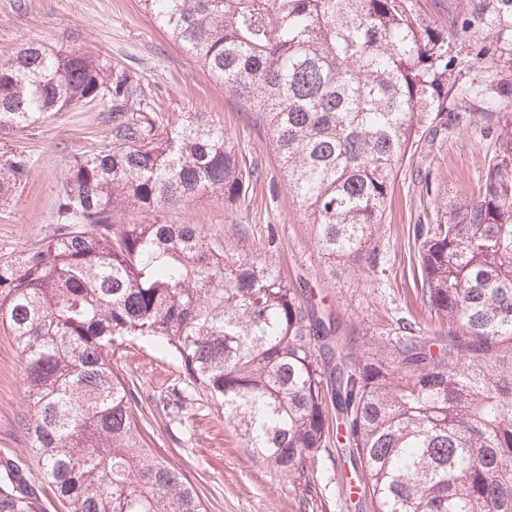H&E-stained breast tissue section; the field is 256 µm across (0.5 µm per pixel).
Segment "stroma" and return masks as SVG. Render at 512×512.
Listing matches in <instances>:
<instances>
[{
    "mask_svg": "<svg viewBox=\"0 0 512 512\" xmlns=\"http://www.w3.org/2000/svg\"><path fill=\"white\" fill-rule=\"evenodd\" d=\"M29 41L82 50L101 60L109 76H132L141 88L135 107L165 113L170 122L184 112L205 113L223 125L246 161L258 163L261 175L245 201L228 207L214 197L198 198L166 211L169 223L199 224L226 246L271 256L288 280L324 297L355 333L400 317L427 321L412 229L442 216L481 174L488 142L479 133L423 136L402 165L386 212L383 270L333 274L288 190L267 130L143 11L139 0H0V60ZM111 138L112 114L100 100L0 138V153L23 151L34 160L24 186L0 201V255L22 252L51 234L70 159ZM270 234L276 238L272 250L266 246ZM112 368L121 381L135 385L148 439L195 487L206 512H297L298 491L244 448L222 408L186 390L178 359L134 339L116 346ZM177 388L184 391L178 400ZM30 409L20 352L12 337L0 332V461L22 464L34 491V512H65L18 425ZM319 467L307 495L308 512H351L345 502L347 466L323 455Z\"/></svg>",
    "mask_w": 512,
    "mask_h": 512,
    "instance_id": "obj_1",
    "label": "stroma"
}]
</instances>
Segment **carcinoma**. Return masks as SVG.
Masks as SVG:
<instances>
[{"instance_id":"carcinoma-1","label":"carcinoma","mask_w":512,"mask_h":512,"mask_svg":"<svg viewBox=\"0 0 512 512\" xmlns=\"http://www.w3.org/2000/svg\"><path fill=\"white\" fill-rule=\"evenodd\" d=\"M254 121L331 267L381 264L401 164L433 125L491 138L470 191L414 228L434 326L395 319L357 338L272 260L162 214L246 199L258 167L202 112H135L123 75L86 53L23 45L0 62V134L112 103V146L73 158L49 236L0 257V330L21 352V428L66 512H203L149 449L112 346L148 339L224 409L245 449L312 490L336 447L373 512H512V0H467L439 26L419 0H139ZM480 67L483 84L473 81ZM31 158L0 154V191ZM134 208L147 219L116 221ZM0 467V512H31Z\"/></svg>"}]
</instances>
